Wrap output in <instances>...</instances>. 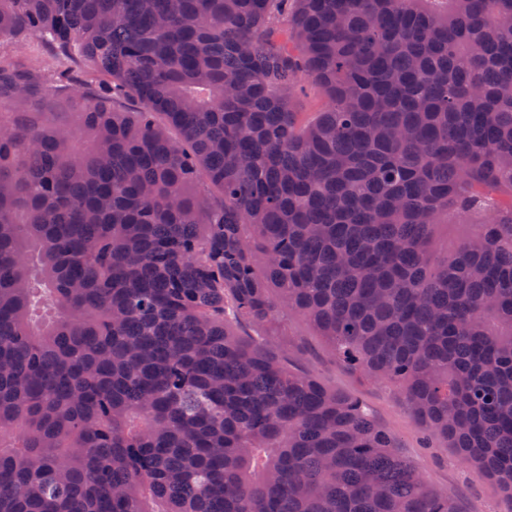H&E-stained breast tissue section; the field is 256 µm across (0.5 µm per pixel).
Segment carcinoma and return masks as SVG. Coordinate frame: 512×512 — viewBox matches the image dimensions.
Listing matches in <instances>:
<instances>
[{"instance_id":"cac0c4a2","label":"carcinoma","mask_w":512,"mask_h":512,"mask_svg":"<svg viewBox=\"0 0 512 512\" xmlns=\"http://www.w3.org/2000/svg\"><path fill=\"white\" fill-rule=\"evenodd\" d=\"M281 311L512 501V0H0V512H460ZM297 111L304 112V117H311L314 112H318L324 103V99L319 90L311 85H305L303 90L298 92Z\"/></svg>"}]
</instances>
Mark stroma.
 Here are the masks:
<instances>
[{
	"instance_id": "35a3bbf8",
	"label": "stroma",
	"mask_w": 512,
	"mask_h": 512,
	"mask_svg": "<svg viewBox=\"0 0 512 512\" xmlns=\"http://www.w3.org/2000/svg\"><path fill=\"white\" fill-rule=\"evenodd\" d=\"M276 331L290 341V363L329 387L361 399L379 424L386 427L419 473L432 485L455 498L462 512H506L498 484L477 477L453 448H424L419 442L420 424L399 392L363 380L328 352L324 341L304 321L279 314L274 327L241 322L242 335L262 337Z\"/></svg>"
}]
</instances>
